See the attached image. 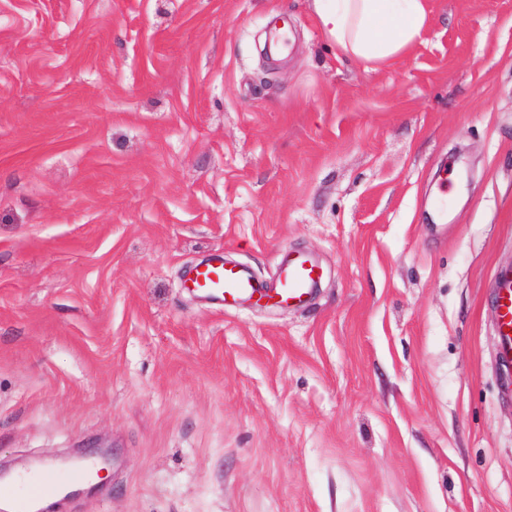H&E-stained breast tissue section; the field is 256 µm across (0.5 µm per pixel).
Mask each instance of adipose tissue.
Returning <instances> with one entry per match:
<instances>
[{
  "label": "adipose tissue",
  "mask_w": 512,
  "mask_h": 512,
  "mask_svg": "<svg viewBox=\"0 0 512 512\" xmlns=\"http://www.w3.org/2000/svg\"><path fill=\"white\" fill-rule=\"evenodd\" d=\"M315 18L340 53L369 65L404 57L431 21L430 0H313Z\"/></svg>",
  "instance_id": "1"
}]
</instances>
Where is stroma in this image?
I'll return each instance as SVG.
<instances>
[{"label": "stroma", "instance_id": "obj_1", "mask_svg": "<svg viewBox=\"0 0 512 512\" xmlns=\"http://www.w3.org/2000/svg\"><path fill=\"white\" fill-rule=\"evenodd\" d=\"M430 2L369 68L313 0H0V464L113 454L49 512H512V0ZM218 250L324 278L222 310ZM322 276V269L307 255L294 254L282 260L276 278L263 285L243 268L225 262L219 251L192 267L183 285L222 306L262 299L295 306L308 300ZM496 310L499 351L504 359L512 360V269L505 268L495 273Z\"/></svg>", "mask_w": 512, "mask_h": 512}]
</instances>
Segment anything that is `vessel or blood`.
Listing matches in <instances>:
<instances>
[{
    "label": "vessel or blood",
    "mask_w": 512,
    "mask_h": 512,
    "mask_svg": "<svg viewBox=\"0 0 512 512\" xmlns=\"http://www.w3.org/2000/svg\"><path fill=\"white\" fill-rule=\"evenodd\" d=\"M322 276V269L307 255L294 254L282 260L275 279L263 285L243 268L225 262L219 251L192 267L184 286L222 305L267 299L295 306L308 300ZM495 284L499 351L504 359L512 360V269L496 271ZM47 483L44 476L21 479L19 485L25 488L21 494L15 491L19 485H0V497L11 500L15 512H29L32 501L42 497Z\"/></svg>",
    "instance_id": "vessel-or-blood-1"
}]
</instances>
